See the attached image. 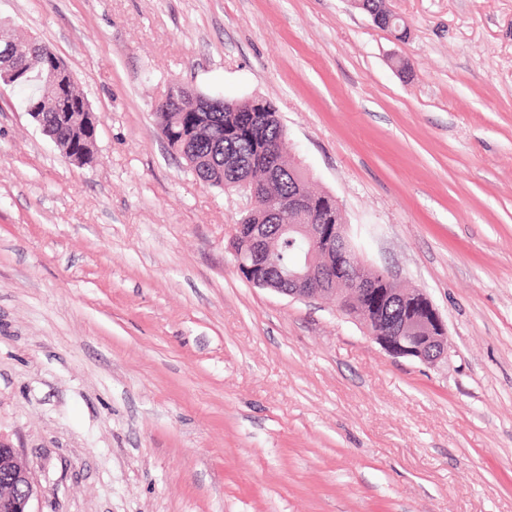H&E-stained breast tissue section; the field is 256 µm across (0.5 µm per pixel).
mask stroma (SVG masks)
<instances>
[{
	"instance_id": "1",
	"label": "stroma",
	"mask_w": 512,
	"mask_h": 512,
	"mask_svg": "<svg viewBox=\"0 0 512 512\" xmlns=\"http://www.w3.org/2000/svg\"><path fill=\"white\" fill-rule=\"evenodd\" d=\"M386 4L408 39L350 0H0L98 121L78 166L0 84V440L34 512H512V0ZM175 80L273 103L447 359L241 279L246 199L155 125Z\"/></svg>"
}]
</instances>
